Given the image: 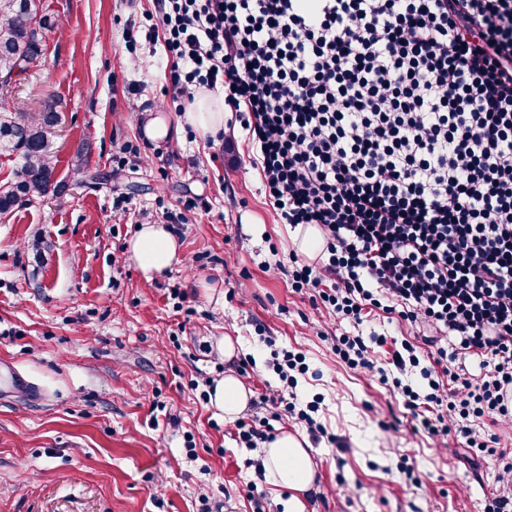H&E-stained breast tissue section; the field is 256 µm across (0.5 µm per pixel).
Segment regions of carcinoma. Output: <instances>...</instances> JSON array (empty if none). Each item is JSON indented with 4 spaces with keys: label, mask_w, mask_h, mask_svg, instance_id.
I'll return each mask as SVG.
<instances>
[{
    "label": "carcinoma",
    "mask_w": 512,
    "mask_h": 512,
    "mask_svg": "<svg viewBox=\"0 0 512 512\" xmlns=\"http://www.w3.org/2000/svg\"><path fill=\"white\" fill-rule=\"evenodd\" d=\"M54 27L42 0H0V79H10L39 63L42 43ZM57 122L53 110L31 112L0 103V151L21 161L12 179L0 185V217L9 216L33 196L59 195L52 164Z\"/></svg>",
    "instance_id": "1"
}]
</instances>
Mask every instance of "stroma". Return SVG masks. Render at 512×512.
Returning <instances> with one entry per match:
<instances>
[{
  "instance_id": "obj_1",
  "label": "stroma",
  "mask_w": 512,
  "mask_h": 512,
  "mask_svg": "<svg viewBox=\"0 0 512 512\" xmlns=\"http://www.w3.org/2000/svg\"><path fill=\"white\" fill-rule=\"evenodd\" d=\"M43 9L56 25L10 98L62 112L54 162L65 189L0 219V512H253L250 483L269 512H287L288 491L259 477L260 447L209 405L229 369L216 348L225 336L248 362L240 379L253 397L291 388L339 439L312 447L307 512H483L503 490L497 457L436 447L400 397L339 357L349 321L268 272L293 250L291 229L264 198L241 127L212 141L177 112L157 0ZM131 23L139 67L125 49ZM158 114L177 134L147 136ZM179 216L183 265L145 280L127 241ZM37 239L52 245L40 260ZM362 331L385 335L382 363L413 345L420 365L401 379L427 389L421 370L434 362L414 327L371 318ZM275 349L301 354L293 385Z\"/></svg>"
}]
</instances>
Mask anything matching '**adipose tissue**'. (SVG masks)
<instances>
[{"label":"adipose tissue","instance_id":"1","mask_svg":"<svg viewBox=\"0 0 512 512\" xmlns=\"http://www.w3.org/2000/svg\"><path fill=\"white\" fill-rule=\"evenodd\" d=\"M146 280H153L181 262L180 243L172 229L165 224L139 225L125 248ZM251 396L242 381L226 373L210 389L209 403L223 414L225 421H234L248 407ZM262 475L265 482L287 489L288 512H307L303 500L314 482L310 445L301 435L281 432L262 447Z\"/></svg>","mask_w":512,"mask_h":512}]
</instances>
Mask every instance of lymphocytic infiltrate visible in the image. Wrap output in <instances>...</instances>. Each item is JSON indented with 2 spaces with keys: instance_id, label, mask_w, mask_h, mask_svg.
<instances>
[{
  "instance_id": "f902f5d3",
  "label": "lymphocytic infiltrate",
  "mask_w": 512,
  "mask_h": 512,
  "mask_svg": "<svg viewBox=\"0 0 512 512\" xmlns=\"http://www.w3.org/2000/svg\"><path fill=\"white\" fill-rule=\"evenodd\" d=\"M168 79L222 88L268 205L316 225L295 290L336 317L419 323L447 376L421 391L341 335L437 447L489 451L466 421L512 426V0H160Z\"/></svg>"
}]
</instances>
